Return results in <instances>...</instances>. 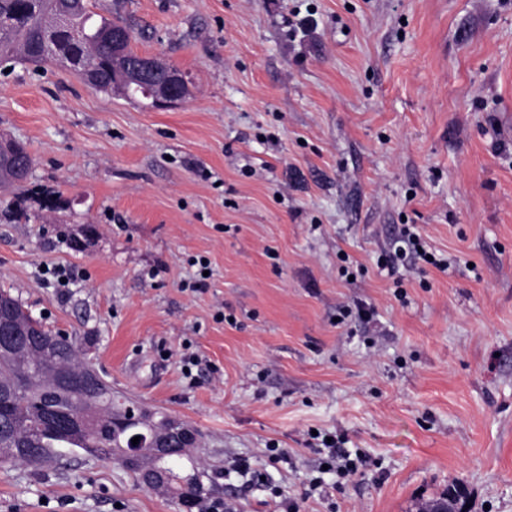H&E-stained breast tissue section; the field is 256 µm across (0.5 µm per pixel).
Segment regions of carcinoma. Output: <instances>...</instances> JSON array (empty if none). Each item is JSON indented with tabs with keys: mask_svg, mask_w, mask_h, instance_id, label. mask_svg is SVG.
I'll return each instance as SVG.
<instances>
[{
	"mask_svg": "<svg viewBox=\"0 0 512 512\" xmlns=\"http://www.w3.org/2000/svg\"><path fill=\"white\" fill-rule=\"evenodd\" d=\"M89 0H0V59L24 60L39 64L52 59L70 71L80 68L91 77L90 87L105 91L112 84V31L123 25L120 19H108L92 12ZM33 163L28 154L4 158L6 177L23 185ZM60 368L79 377L85 369L79 346L63 345L49 359L0 356V457L12 465L37 469L68 446L64 438L40 426L42 407L75 409L85 418V428L74 435L79 447L110 448L125 445L137 428L112 429V418L126 403L113 400L112 388L87 395L60 386L54 370ZM191 473L184 484L173 482L172 495L180 500L204 490L195 472L200 462L186 457ZM464 490L452 486L434 500L457 512L464 505Z\"/></svg>",
	"mask_w": 512,
	"mask_h": 512,
	"instance_id": "carcinoma-1",
	"label": "carcinoma"
}]
</instances>
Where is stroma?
I'll return each instance as SVG.
<instances>
[{
    "label": "stroma",
    "mask_w": 512,
    "mask_h": 512,
    "mask_svg": "<svg viewBox=\"0 0 512 512\" xmlns=\"http://www.w3.org/2000/svg\"><path fill=\"white\" fill-rule=\"evenodd\" d=\"M90 8L187 98L0 69V136L33 159L0 191V289L88 341L118 395L194 426L204 484L239 512H424L453 485L468 512H512V0ZM401 222L447 270L394 286L377 260ZM199 255L208 286L182 290ZM46 264L78 274L58 288ZM357 301L372 322L335 325ZM185 346L210 371L184 375ZM312 428L365 457L354 478L320 473ZM0 512L181 507L78 453L0 464Z\"/></svg>",
    "instance_id": "obj_1"
}]
</instances>
